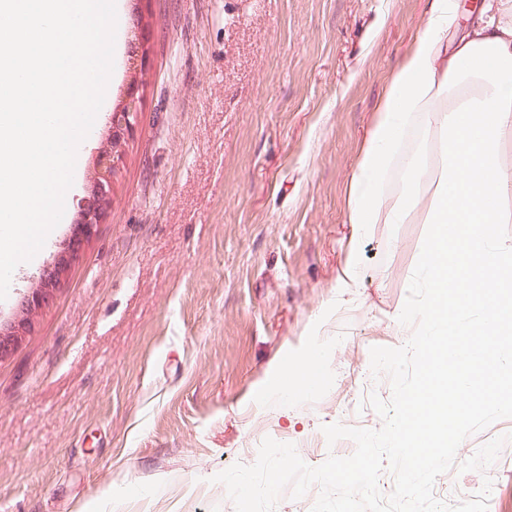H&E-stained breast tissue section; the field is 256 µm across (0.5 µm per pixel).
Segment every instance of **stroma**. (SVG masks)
Masks as SVG:
<instances>
[{
	"label": "stroma",
	"instance_id": "obj_1",
	"mask_svg": "<svg viewBox=\"0 0 512 512\" xmlns=\"http://www.w3.org/2000/svg\"><path fill=\"white\" fill-rule=\"evenodd\" d=\"M429 6L120 0L112 77L63 218L0 300L9 320L91 204L110 116L138 80L112 206L0 361V512H235L214 477L253 464L265 438L317 466L352 453L323 425L381 427L367 399L390 401L392 388L368 380L370 349L412 334L398 316L427 225H366L357 287L337 275L351 177ZM315 346L323 386L281 397V367ZM505 434L486 472L450 469L435 497L469 499L488 477L489 512H512V418L466 438L456 459Z\"/></svg>",
	"mask_w": 512,
	"mask_h": 512
}]
</instances>
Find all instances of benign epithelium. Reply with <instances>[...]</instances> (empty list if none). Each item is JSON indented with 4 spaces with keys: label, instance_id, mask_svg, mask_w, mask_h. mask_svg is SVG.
I'll return each instance as SVG.
<instances>
[{
    "label": "benign epithelium",
    "instance_id": "obj_1",
    "mask_svg": "<svg viewBox=\"0 0 512 512\" xmlns=\"http://www.w3.org/2000/svg\"><path fill=\"white\" fill-rule=\"evenodd\" d=\"M137 89L129 88L123 106L112 112L108 141L95 158L92 192L95 204L83 211L72 227L68 243L60 251L52 267L39 275L37 283L23 296L10 321L0 323V360L10 357L31 332L34 317L53 297L57 285L76 261L84 244L95 232L101 217L112 205V177L116 161L122 154L125 136L132 130L139 111Z\"/></svg>",
    "mask_w": 512,
    "mask_h": 512
}]
</instances>
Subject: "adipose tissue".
Here are the masks:
<instances>
[{"mask_svg":"<svg viewBox=\"0 0 512 512\" xmlns=\"http://www.w3.org/2000/svg\"><path fill=\"white\" fill-rule=\"evenodd\" d=\"M456 8V0H431L423 35L381 97L349 191L347 221L358 231L369 224L411 223L419 205L414 189L424 183L429 191L424 221L430 232L418 264L430 324L423 343L427 361L421 385L405 395L389 430L398 449L440 444L448 429L447 418L437 415L444 396L440 380L449 364L464 369L452 385L456 413L492 396L496 369L486 353L499 336L512 333V297L498 294L512 287V244L498 230L504 221L500 196L512 184V173L498 164L501 133L512 125V14L490 0L486 20L464 30L452 48L448 32L456 26ZM465 60L476 62L475 71L462 68ZM418 114L444 134L433 180L418 157L401 151L408 122ZM391 173L408 191L397 202L385 195ZM475 308L483 320L464 333L479 341L480 354L449 353V314Z\"/></svg>","mask_w":512,"mask_h":512,"instance_id":"obj_1","label":"adipose tissue"}]
</instances>
